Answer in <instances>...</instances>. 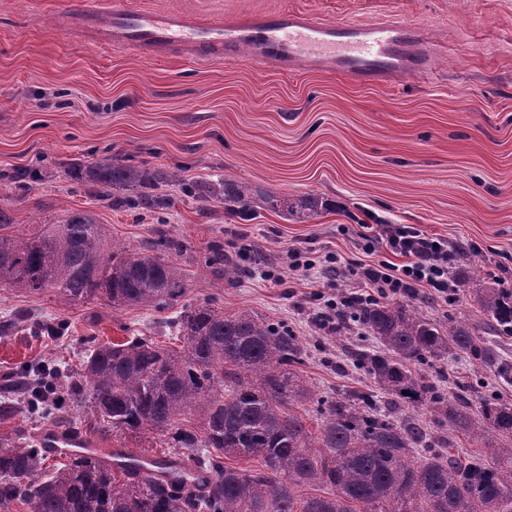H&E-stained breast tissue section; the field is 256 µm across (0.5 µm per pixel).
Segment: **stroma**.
Masks as SVG:
<instances>
[{
    "mask_svg": "<svg viewBox=\"0 0 512 512\" xmlns=\"http://www.w3.org/2000/svg\"><path fill=\"white\" fill-rule=\"evenodd\" d=\"M101 18L113 8L180 11L214 20L302 10L335 22L390 19L425 24L440 46L437 75L425 83L360 87L307 68L276 73L247 61L206 59L183 49L149 58L111 44L104 33L66 24L68 0H0V206L22 225L56 224L68 211H92L112 245L152 254L159 237L180 242L173 259L185 291L157 307H115L101 300L63 308L51 293L0 287V323L16 316L65 320L64 336L0 335V382L39 364L76 368L104 342L146 337L180 348L171 323L205 302L248 310L288 325L307 350L302 376L319 397L372 380L344 362L357 329L328 336L312 322L307 280L263 281L258 270L282 264L287 247L337 253L367 264V224H412L471 250V271L486 286L512 289V0H84ZM118 156L178 171L161 193L167 207L116 209L106 188L64 175L74 162ZM264 186L283 196L314 195L324 206L310 222L252 201L236 214L220 197L186 195L183 182ZM249 245L246 271L220 279L204 264L212 242ZM415 302L438 320L481 327L471 291L452 302L420 292ZM427 375L447 394L462 386L512 401V382L476 370L461 353ZM85 437L156 458L162 438L134 440L96 428L82 408L0 420V446L21 448L52 422Z\"/></svg>",
    "mask_w": 512,
    "mask_h": 512,
    "instance_id": "35a3bbf8",
    "label": "stroma"
}]
</instances>
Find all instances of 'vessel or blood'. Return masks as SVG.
I'll use <instances>...</instances> for the list:
<instances>
[{"mask_svg": "<svg viewBox=\"0 0 512 512\" xmlns=\"http://www.w3.org/2000/svg\"><path fill=\"white\" fill-rule=\"evenodd\" d=\"M67 21L78 30L105 29L113 43L150 56L189 46L234 60L244 49L248 62L266 69L293 72L306 65L361 86L390 85L401 79L423 82L433 73L435 48L426 28L388 19L333 22L283 10L221 22L120 8L113 10L105 26L96 12L77 4ZM39 445L56 458L99 451L83 435L55 429L42 433Z\"/></svg>", "mask_w": 512, "mask_h": 512, "instance_id": "vessel-or-blood-1", "label": "vessel or blood"}]
</instances>
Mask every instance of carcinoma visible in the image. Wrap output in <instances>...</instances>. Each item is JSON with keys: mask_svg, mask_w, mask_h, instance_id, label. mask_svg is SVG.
Here are the masks:
<instances>
[{"mask_svg": "<svg viewBox=\"0 0 512 512\" xmlns=\"http://www.w3.org/2000/svg\"><path fill=\"white\" fill-rule=\"evenodd\" d=\"M70 178L112 190L115 206L165 204L160 186L177 173L126 164L108 156L65 170ZM224 202L245 205L248 190L222 182ZM264 202L299 223L318 213L319 199L260 192ZM145 255L112 247L93 212L68 213L60 224L22 231L0 207V280L25 292H51L63 306L104 300L114 306L174 302L185 290L181 269L165 254L178 242L161 238ZM206 262L230 281L244 272L210 245ZM485 316L482 330L453 318L437 321L413 303L375 301L354 321L381 350L350 357L386 395L349 391L319 399L321 426L312 434L292 406L313 400L300 374L305 350L284 326L250 311L226 316L210 303L184 310L175 321L181 349L148 338L94 346L80 371L42 367L25 386L20 404L3 403L0 416L21 405L46 412L81 404L115 434L146 431L163 438L168 455L158 474L135 463L113 465L94 454H76L48 470L41 448H0V512L21 504L27 512H512V403L494 396L474 401L459 388L453 397L419 368L454 352L480 369L507 378L512 363L480 333L512 336V291L475 289ZM36 336L58 337L64 324L35 321ZM430 413L423 424L408 410ZM197 412L198 425L184 416ZM475 446L449 452L457 438ZM257 458L262 468L230 467L223 458ZM302 487L319 495L297 497Z\"/></svg>", "mask_w": 512, "mask_h": 512, "instance_id": "cac0c4a2", "label": "carcinoma"}]
</instances>
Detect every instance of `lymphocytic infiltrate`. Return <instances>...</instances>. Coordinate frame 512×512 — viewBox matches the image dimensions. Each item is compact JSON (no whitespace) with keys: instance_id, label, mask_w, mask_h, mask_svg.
<instances>
[{"instance_id":"obj_1","label":"lymphocytic infiltrate","mask_w":512,"mask_h":512,"mask_svg":"<svg viewBox=\"0 0 512 512\" xmlns=\"http://www.w3.org/2000/svg\"><path fill=\"white\" fill-rule=\"evenodd\" d=\"M367 251L378 245L395 255V262L363 264L351 260L349 267L364 282L362 290L325 300L317 319L322 328L334 330L337 319L349 316L358 306L378 298L417 297L421 289L446 298L457 288L451 276L459 253L445 238L427 233L411 224H381L366 236Z\"/></svg>"}]
</instances>
